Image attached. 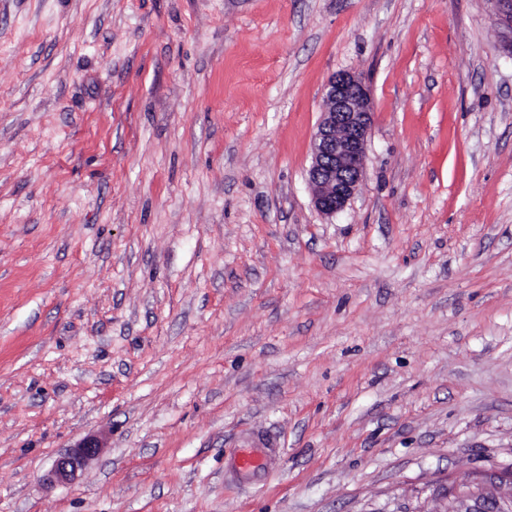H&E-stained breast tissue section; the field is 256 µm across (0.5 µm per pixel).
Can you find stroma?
Listing matches in <instances>:
<instances>
[{
    "instance_id": "obj_1",
    "label": "stroma",
    "mask_w": 512,
    "mask_h": 512,
    "mask_svg": "<svg viewBox=\"0 0 512 512\" xmlns=\"http://www.w3.org/2000/svg\"><path fill=\"white\" fill-rule=\"evenodd\" d=\"M343 71L373 122L326 217ZM511 469L494 0H0V512H432ZM324 100L311 145L308 183L314 208L333 216L347 207L365 177L373 107L367 85L350 72L328 80ZM100 448H103L102 442L96 435L83 438L70 454L55 461L51 471L53 479L61 484L69 483L73 480L77 469L94 457ZM262 465L252 448L243 447L233 452L230 469L242 474L256 475L262 470Z\"/></svg>"
}]
</instances>
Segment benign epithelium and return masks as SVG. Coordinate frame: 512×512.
<instances>
[{"label":"benign epithelium","mask_w":512,"mask_h":512,"mask_svg":"<svg viewBox=\"0 0 512 512\" xmlns=\"http://www.w3.org/2000/svg\"><path fill=\"white\" fill-rule=\"evenodd\" d=\"M497 22L509 32L512 50V0H494ZM325 107L311 145L308 183L314 208L325 216L344 210L365 177V156L372 123V100L365 82L350 72L332 76L325 87ZM102 448L95 435L57 459L53 479L61 484ZM437 512H512V472L494 478L473 474L465 483H448Z\"/></svg>","instance_id":"1"}]
</instances>
